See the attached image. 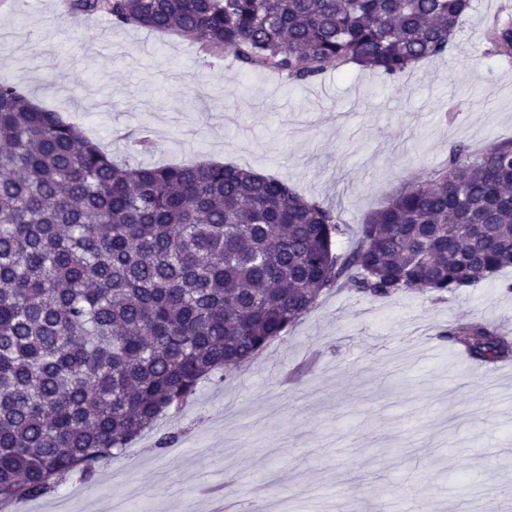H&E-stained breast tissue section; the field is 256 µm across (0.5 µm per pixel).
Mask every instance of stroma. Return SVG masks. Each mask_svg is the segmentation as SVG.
Segmentation results:
<instances>
[{
    "instance_id": "stroma-1",
    "label": "stroma",
    "mask_w": 512,
    "mask_h": 512,
    "mask_svg": "<svg viewBox=\"0 0 512 512\" xmlns=\"http://www.w3.org/2000/svg\"><path fill=\"white\" fill-rule=\"evenodd\" d=\"M63 3L0 0L1 79L115 160L219 158L288 181L347 224L345 253L372 209L432 179L455 145L478 155L512 140V67L487 38L512 0H473L447 53L396 78L354 67L304 85L103 16L75 25ZM130 125L150 151L122 141ZM473 317L512 330L511 267L444 300L325 292L252 362L97 464L70 508L113 512L122 470L145 495L136 512H211L204 481L257 512H325L327 484L375 512H499L512 487V376L488 375L440 336ZM169 432L175 449L158 448Z\"/></svg>"
}]
</instances>
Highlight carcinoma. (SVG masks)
I'll return each mask as SVG.
<instances>
[{"label":"carcinoma","instance_id":"obj_1","mask_svg":"<svg viewBox=\"0 0 512 512\" xmlns=\"http://www.w3.org/2000/svg\"><path fill=\"white\" fill-rule=\"evenodd\" d=\"M471 0H68L297 84L393 78L448 52ZM489 41L512 52V22ZM347 226L287 182L221 163L127 166L0 80V506L117 458L201 381L251 362L325 292L442 298L512 266V143L463 145L430 183ZM473 360L512 354L476 319Z\"/></svg>","mask_w":512,"mask_h":512}]
</instances>
